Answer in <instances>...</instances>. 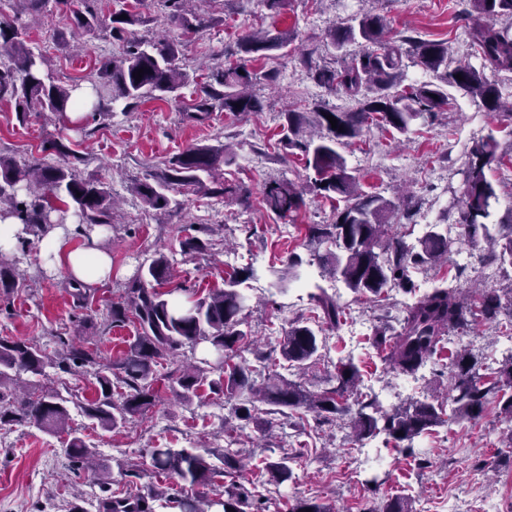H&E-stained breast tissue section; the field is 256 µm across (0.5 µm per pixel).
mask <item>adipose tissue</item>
Instances as JSON below:
<instances>
[{"label": "adipose tissue", "mask_w": 512, "mask_h": 512, "mask_svg": "<svg viewBox=\"0 0 512 512\" xmlns=\"http://www.w3.org/2000/svg\"><path fill=\"white\" fill-rule=\"evenodd\" d=\"M69 237V231L61 227L48 234L44 248L48 266L63 269L69 279L82 284L111 280L112 256L99 247L97 239L72 249L68 246Z\"/></svg>", "instance_id": "ef3b65f1"}]
</instances>
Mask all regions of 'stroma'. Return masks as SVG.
I'll use <instances>...</instances> for the list:
<instances>
[{
	"mask_svg": "<svg viewBox=\"0 0 512 512\" xmlns=\"http://www.w3.org/2000/svg\"><path fill=\"white\" fill-rule=\"evenodd\" d=\"M455 3L289 0L284 13L273 21L255 0H210V25L187 32L164 29L153 0H142L143 21L131 31L138 38L164 35L179 42L178 64L191 78L179 99H149L132 109L119 102L111 111L89 113L79 130L48 123L37 112L18 120L13 102L0 100L1 153L31 163L60 165L65 161L63 155L42 149L44 141H60L80 155L76 164L80 176L108 183L123 208L122 218L99 241L112 256V278L93 285L94 301L88 307L70 293L65 272L46 265L41 240L30 238L24 267L41 286L34 293L21 289L0 295V337L35 338L51 351L56 337L89 336L100 361L112 362L133 341L136 330L129 323L112 325L108 309L120 302L138 261L159 250L171 264L170 288H192L201 295L223 287L232 269L253 268L246 289L245 321L256 343L240 353L252 366L257 355L272 352L290 322L301 320L319 327L318 312L309 298L315 287L336 295L345 306V318L339 329L326 333L324 358L306 378L312 391L321 389L325 369L341 358L353 359L359 366L360 394L377 397L386 408L417 400H444L450 382L447 353L459 347H468L484 365L499 367L512 344L506 334L512 318L504 313L493 322L476 320L467 335L451 337L446 354L417 375L388 372L381 351L369 337L374 325L401 317L412 295L392 290L378 299L358 298L341 281L322 273L306 241L310 225L334 222L330 200L306 196L293 221L273 218L260 203L266 180L287 178L300 183L308 175L304 155L289 154L280 141L285 105L301 110L318 104L342 111L356 107L346 95L328 92L308 78L300 63L301 52L311 50L318 62H333L335 51L327 44L328 29L371 11L384 15L393 31L409 28L421 38L448 41L453 59L480 65L465 34V21L456 17ZM84 8L83 0H50L46 9L31 14L24 11L20 0H13L0 17L25 28L29 46L51 59L55 77L66 85L122 53L121 43L112 40L107 26L90 33L73 32L71 16ZM273 25L293 31L295 39L287 49L269 52L251 64L257 75L253 91L261 101V111L233 115L218 109L202 123L184 120L181 112L206 85L208 69L223 66L226 52L234 49L245 31ZM450 95L447 111L431 122L414 121L401 140L372 123L360 139L340 148L365 192L389 197L400 187L411 196L414 215L391 227L392 233L410 245L422 236L426 225L456 216L465 151L475 141L494 135L503 161L486 168V177L495 185L512 183V115L486 112L478 101L455 89ZM225 141L236 144L237 158L222 167L221 175L227 182L250 189L249 205L179 193L175 205L156 211L145 209L131 196V180L159 170L169 158L192 146ZM188 237L209 241L210 246L201 253L182 252L179 241ZM293 254L303 260L300 279L282 290L272 287L273 271L283 269ZM478 254V248L458 242L447 265L416 270L412 279L423 291L440 278L464 289L476 283L487 288L512 284V266L479 262ZM172 368L167 361L158 370L155 387L160 398L156 404L116 432L102 431L85 415L83 406L96 398L98 388L80 367L52 369L38 377L30 374L26 380L68 399L71 426L80 430L100 459L112 466L137 464L135 476H113L110 490L120 497L157 485L170 494H181L178 479L160 476L150 465L151 448L161 445L200 452L228 448L254 463L264 457L273 461L284 455L294 457L296 480L288 486L269 484L255 470L239 476V483L262 497L266 512H284V501L292 496L317 498L332 512H373L395 495L408 496L414 512H449L457 503L466 512H484L489 498L495 500L498 512H512V447L503 437L507 422L497 399H490L478 420L452 423L418 438L419 455L412 458L397 453L381 435L358 444L348 428L311 413L289 418L273 415L269 433H262L259 426H243L231 419L223 396L206 388L190 403H180L174 400L166 379ZM63 442V436L24 423L0 427V512H65V503L76 495L85 512H100L102 490L88 473L71 469Z\"/></svg>",
	"mask_w": 512,
	"mask_h": 512,
	"instance_id": "1",
	"label": "stroma"
}]
</instances>
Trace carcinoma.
I'll use <instances>...</instances> for the list:
<instances>
[{"label": "carcinoma", "instance_id": "1", "mask_svg": "<svg viewBox=\"0 0 512 512\" xmlns=\"http://www.w3.org/2000/svg\"><path fill=\"white\" fill-rule=\"evenodd\" d=\"M193 0H158L163 24L183 30H198L209 25V16L187 8ZM461 14L474 11L490 19L486 25L469 28L471 47L480 56L481 67L468 62H448V43L423 40L415 31L405 30L395 37L387 19L365 12L348 22L335 24L327 32L328 44L337 52L364 41L368 48L339 67L321 65L310 50L302 56L311 78L330 91L341 90L358 102L353 111H338L319 106L312 114L290 110L285 113L284 147L302 151L306 165L314 171L306 185L287 179H271L261 192L263 208L279 218H293L305 206L304 195L311 194L342 202L332 224H312L307 246L331 276L341 279L358 297H378L393 289L416 293L411 270L435 266L448 259L455 239L448 236V225L429 224L418 239V246L408 245L391 235L392 218L410 216L408 196L387 198L379 193H366L359 177L348 170L337 146L362 135L370 122L405 135L411 122L424 115L435 116L450 104L448 89L462 90L480 100L489 112L503 107L496 83L485 70L496 75L512 72V25L498 27L494 20L512 19V0H460ZM127 18H121V15ZM142 23L141 14L120 9L110 17V31L122 37L128 27ZM75 30L91 32L98 25L90 10L73 15ZM293 39L290 30L249 31L237 43L238 60L227 62L212 74V82L191 105V118L202 120L215 108L226 112L248 113L261 110V103L248 91L254 74L248 70L246 57L279 50ZM0 52L8 65L0 71V98L21 108L17 119L23 121L30 112H49L62 122L69 121L67 112L77 106L74 92L80 84L55 83L46 59L35 55L21 38L15 24L0 22ZM179 44L168 38L156 41L127 42L119 57L107 59L97 69L91 85L90 108L94 112H110L112 104L126 102L134 107L145 99H162L187 85V74L177 65ZM433 74V80L420 85H403V58ZM144 70L141 80L133 73ZM461 75L458 80L455 75ZM337 119L341 130L331 127L326 116ZM497 142L493 136L476 142L469 151L464 170V189L457 224L458 236L476 244L483 240L491 245L484 255L489 261L512 265V224L498 225L497 234L490 232L487 220L492 202L497 199L493 184L486 178L485 167L496 159ZM236 159L229 143L196 145L170 158L164 168L139 180L133 193L154 210H166L172 199L169 193L182 188L202 195H217L240 203L247 202L248 191L240 185L226 184L216 177L223 165ZM114 200L110 186L100 180L85 179L70 165L20 163L0 153V221L14 218L23 224V237L46 236L52 229L78 220L74 233L90 237L98 226H112ZM328 245L326 252L319 247ZM23 257L0 251V292L12 293L30 287L21 270ZM172 277L168 257L158 251L150 262H140L124 289L123 301L109 310L112 323L134 324L135 340L116 360L121 375H114L112 365L97 359L88 346L60 342L53 353L36 341L0 338V426L26 423L47 434L68 436L66 453L75 470H84L101 484L112 480L104 464L95 463L94 452L78 432L69 425L68 400L37 391L21 378L23 373L46 375V368L68 369L70 364L91 369L98 385V396L84 406L93 425L113 432L143 414L158 399L154 366L161 360L180 355V350L194 348L206 341L224 353L217 364L203 366L189 359L181 361L171 372L169 389L181 401L188 402L197 391L208 386L224 396L230 413L239 420L257 421L258 404L276 407V412L291 416L304 410L331 421H340L351 429L352 437L363 442L380 434L394 442L407 455L414 454L416 438L432 428L449 423L479 419L488 396H500L501 413L512 422V353L490 375L479 373L478 359L469 351L452 354V385L448 404L419 402L408 406L384 408L377 399L348 402L361 378L360 370L350 360H338L327 372L329 387L314 392L303 383L286 379L274 372L262 383L252 378L253 369L238 360L242 348L251 343V332L243 329L246 297L243 285L253 277L249 268L235 269L224 278V287L214 288L202 297L183 304L171 299L173 291L163 290ZM461 289L442 279L415 301L406 305L399 327L391 324L374 326L372 344L383 353L387 367L398 374L413 375L444 348L452 333L470 330L476 318L495 320L502 309L501 296L495 288H476L466 298ZM311 301L321 312L322 323L339 329L345 310L327 290L316 287ZM280 357L288 367L304 375L321 359L318 334L308 325L295 321L288 324L278 341ZM219 459L222 466L214 464ZM151 466L164 476H176L192 486H213L217 478L231 475L242 468L234 455L216 450L204 452L186 448H154ZM293 458L263 461L260 471L268 481L285 486L295 479ZM164 495L153 487L145 494L112 498L110 512H154L152 502ZM178 512H262L255 495L233 481L211 497L184 495L169 500ZM331 512L314 499H290L287 512ZM379 512H413L409 498L395 495L379 508Z\"/></svg>", "mask_w": 512, "mask_h": 512}]
</instances>
